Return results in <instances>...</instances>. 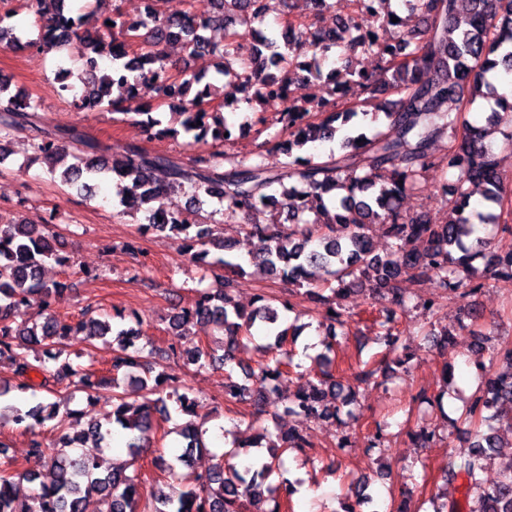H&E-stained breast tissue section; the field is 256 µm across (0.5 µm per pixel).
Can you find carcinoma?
Here are the masks:
<instances>
[{"label":"carcinoma","instance_id":"carcinoma-1","mask_svg":"<svg viewBox=\"0 0 512 512\" xmlns=\"http://www.w3.org/2000/svg\"><path fill=\"white\" fill-rule=\"evenodd\" d=\"M291 2L211 0L201 23L187 9L168 14L151 10L136 23L126 22L115 10L107 17L110 24L92 30L83 17L71 14L65 0H27L34 23L50 31L34 43L37 50L73 52L83 85L80 96L73 98L78 107L118 111L150 139L181 135L187 145L205 149L189 165L139 147H128L120 159L109 162L82 132L50 127L38 100L11 95L10 85L0 82V153L7 151L15 133L25 130L32 133L35 159L44 161L51 178L63 185L90 193L101 180L119 175L117 216L139 210L163 193L183 192L188 211L156 210L147 230L176 242L193 264L205 269L245 273L229 258L209 260V248L229 251L232 245L216 237L214 225L196 220L204 207L219 205L213 213L226 223L261 207L270 210V222L244 227L263 244L252 258L254 267L273 279L288 280L307 300L333 312V321L341 316L336 306L355 288L388 303L375 319L387 353L359 370L356 380L366 383L378 371L392 364L404 366L412 358L398 354L408 349L395 326L397 311H405L411 299L403 283L433 279L439 288L462 290L465 298L492 281L512 286V249L504 256L493 238L477 235L479 224L512 233L505 220L512 215V180L501 171L492 143L499 134L503 147L512 148V90L499 94L492 81L498 73L512 75V0H402L407 15L396 23L392 0H353L357 14L380 28L396 27L390 42L359 33L352 16L337 20L333 28L318 24L317 18L336 11V4L308 0L314 5L313 18H290L280 31H269L260 43L253 42V24L271 13L286 16ZM212 29L224 32V42L207 35ZM177 37L190 56L209 61L215 75L231 88L224 93L223 107L271 106L279 114L281 131L259 143L253 154L224 151V143L234 137V125L212 106L215 84L208 80L209 70L170 75L176 64L166 47ZM358 49L380 57L382 82L354 66L352 55ZM310 78L325 80L330 98L315 100L301 93L302 82ZM116 82L127 84L121 100L111 98ZM351 86L358 88L360 99L339 106L336 94ZM491 97L499 109L486 124H472L466 114L477 101ZM163 106L177 109L179 127L165 124L159 111ZM63 139L78 145L73 164H65ZM333 140L338 151L315 153L316 144ZM440 140L446 142L445 152L435 157L430 148ZM430 171L435 173L433 188L441 208L433 215L402 212L401 200L424 188L422 180ZM476 193L482 210L471 205ZM372 224L394 240L383 255L367 234ZM413 240L425 241L426 248L406 249ZM49 264H74L73 257L60 253L51 226L25 221L0 225V358L12 362L15 375L14 383L0 386V398L36 388L53 395L55 382L72 377L89 393V403L98 397L111 407L109 427L89 420L81 434L72 437L66 429L79 413L60 411L57 401L27 411L6 407L16 429L26 433L52 421L59 436L48 465L49 479H41L36 469L14 475L0 470V512H87L93 498L101 506L99 512H138L139 462L170 420L168 402L191 416L199 403L190 386L164 389L170 377L163 371L153 373L152 359L176 358L197 369L216 363L225 367L235 360L237 349L252 340L255 327L273 339L266 345L271 357L241 383L225 373L224 399L248 400L260 415L271 405L274 418L293 417L295 425L272 431L262 427L246 440L235 437L206 472L191 474L178 473L177 465L188 464L194 452L206 448L207 430L192 422L176 426L182 452L172 461L161 455L151 460L176 484L159 495L156 504L145 503L143 512H267V495L276 507L286 505L294 489L285 479L263 488L256 478L264 481L282 474L283 456L311 447L298 424L343 414L357 419L356 392L344 390L328 367L293 394L268 403L269 394L279 390L292 367L286 349L290 327L271 306L272 298L261 294L262 305L247 310L231 296L227 280L215 290L199 289L194 306L170 316L168 329L181 336L187 324L208 325V343L145 350L136 346L140 333L132 327H118L85 312L76 321L59 318L53 299L61 284L42 277ZM34 303L43 311L41 322L24 319V309ZM70 336L83 337L89 346L112 337L116 347L109 374L73 365L66 349ZM219 348L220 356L215 354ZM487 361L489 377L452 420L474 430V441L458 456L453 472L466 479L469 512H512V467L495 483L485 482L483 474L500 443L493 432L480 431L499 420L504 405H512V341L492 346ZM116 431L126 437V463L77 452L81 440L101 443ZM263 445L270 448L269 458L245 466L244 472L230 463L237 449ZM20 480L33 485L29 495H19Z\"/></svg>","mask_w":512,"mask_h":512}]
</instances>
